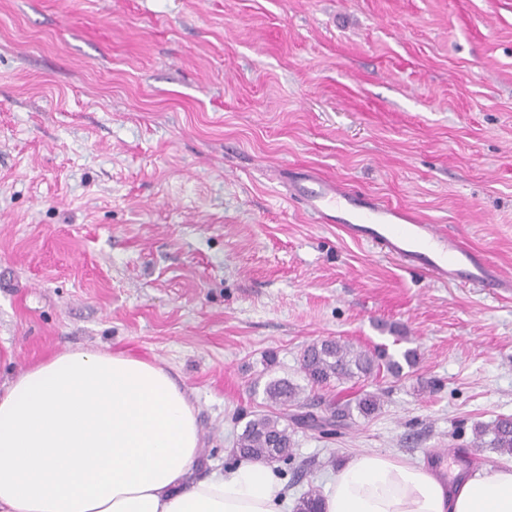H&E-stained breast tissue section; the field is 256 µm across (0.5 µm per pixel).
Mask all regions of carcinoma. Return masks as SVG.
Masks as SVG:
<instances>
[{
	"mask_svg": "<svg viewBox=\"0 0 512 512\" xmlns=\"http://www.w3.org/2000/svg\"><path fill=\"white\" fill-rule=\"evenodd\" d=\"M417 353L413 349L403 352L402 359L388 356L383 351L371 352L348 341L327 339L307 347L302 354V370L313 386L325 387L331 381L365 382L385 370L398 376L403 366L413 367ZM268 399L282 408L279 413H255L239 436L235 453L243 458L266 462L288 461L292 458L293 440L290 425H302L297 415L285 413L290 407L304 401V389L286 380L276 379L267 383ZM381 407V398L375 392L364 391L355 398H334L329 401L330 418L338 428L349 425L354 415L365 419L373 417ZM478 446L493 448L503 454H512V416L502 415L487 425L474 428ZM321 492L309 488L296 501L294 512H319Z\"/></svg>",
	"mask_w": 512,
	"mask_h": 512,
	"instance_id": "1",
	"label": "carcinoma"
}]
</instances>
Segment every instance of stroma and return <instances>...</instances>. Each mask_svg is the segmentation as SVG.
<instances>
[{"instance_id": "obj_1", "label": "stroma", "mask_w": 512, "mask_h": 512, "mask_svg": "<svg viewBox=\"0 0 512 512\" xmlns=\"http://www.w3.org/2000/svg\"><path fill=\"white\" fill-rule=\"evenodd\" d=\"M302 167L407 209L512 274V0H0V383L84 348L188 389L202 474L325 339L418 363L373 418L295 428L289 498L370 450L507 456L512 294L407 268L289 199ZM474 432L475 443L479 447L493 448L503 454H512V416H499L490 424L476 426Z\"/></svg>"}]
</instances>
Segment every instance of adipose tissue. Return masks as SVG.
Segmentation results:
<instances>
[{
  "label": "adipose tissue",
  "instance_id": "obj_1",
  "mask_svg": "<svg viewBox=\"0 0 512 512\" xmlns=\"http://www.w3.org/2000/svg\"><path fill=\"white\" fill-rule=\"evenodd\" d=\"M189 391L162 365L68 349L0 388V512H287L271 465L209 477ZM321 512H512V463L439 473L364 451L327 477Z\"/></svg>",
  "mask_w": 512,
  "mask_h": 512
}]
</instances>
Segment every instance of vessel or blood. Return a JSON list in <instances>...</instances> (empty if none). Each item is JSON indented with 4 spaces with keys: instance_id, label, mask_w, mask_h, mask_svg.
Segmentation results:
<instances>
[{
    "instance_id": "vessel-or-blood-1",
    "label": "vessel or blood",
    "mask_w": 512,
    "mask_h": 512,
    "mask_svg": "<svg viewBox=\"0 0 512 512\" xmlns=\"http://www.w3.org/2000/svg\"><path fill=\"white\" fill-rule=\"evenodd\" d=\"M292 188L318 223L336 224L354 240L375 242L413 268L444 280L462 274L485 288H501L508 282L488 254L471 250L439 226L322 177L312 168L296 172Z\"/></svg>"
}]
</instances>
